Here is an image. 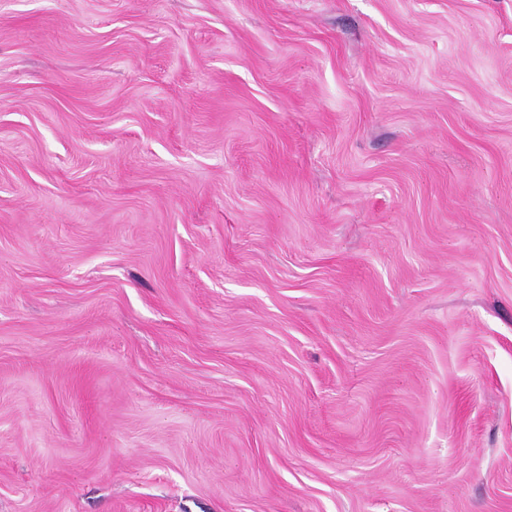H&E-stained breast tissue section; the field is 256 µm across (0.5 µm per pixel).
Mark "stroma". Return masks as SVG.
I'll list each match as a JSON object with an SVG mask.
<instances>
[{"label": "stroma", "mask_w": 512, "mask_h": 512, "mask_svg": "<svg viewBox=\"0 0 512 512\" xmlns=\"http://www.w3.org/2000/svg\"><path fill=\"white\" fill-rule=\"evenodd\" d=\"M0 512H512V0H0Z\"/></svg>", "instance_id": "stroma-1"}]
</instances>
